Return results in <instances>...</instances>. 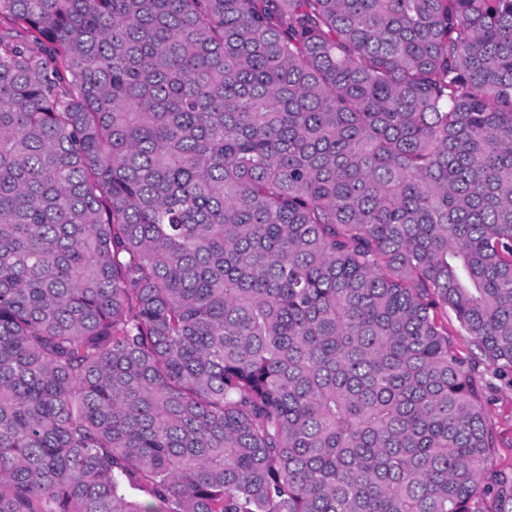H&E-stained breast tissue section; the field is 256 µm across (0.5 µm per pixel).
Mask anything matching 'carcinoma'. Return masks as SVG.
<instances>
[{
	"instance_id": "carcinoma-1",
	"label": "carcinoma",
	"mask_w": 512,
	"mask_h": 512,
	"mask_svg": "<svg viewBox=\"0 0 512 512\" xmlns=\"http://www.w3.org/2000/svg\"><path fill=\"white\" fill-rule=\"evenodd\" d=\"M488 372L512 0H0V512H512Z\"/></svg>"
}]
</instances>
